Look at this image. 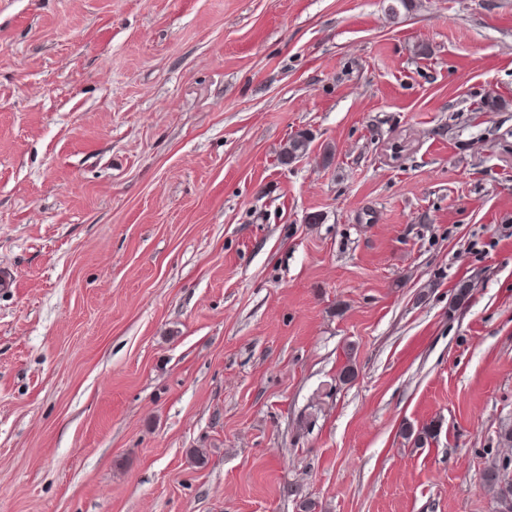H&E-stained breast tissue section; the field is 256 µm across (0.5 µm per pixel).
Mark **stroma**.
Here are the masks:
<instances>
[{"instance_id": "35a3bbf8", "label": "stroma", "mask_w": 512, "mask_h": 512, "mask_svg": "<svg viewBox=\"0 0 512 512\" xmlns=\"http://www.w3.org/2000/svg\"><path fill=\"white\" fill-rule=\"evenodd\" d=\"M386 6L0 0V512H494L512 0ZM312 141V134L309 131L297 132L288 141V147L283 152L282 162L289 165L304 158Z\"/></svg>"}]
</instances>
